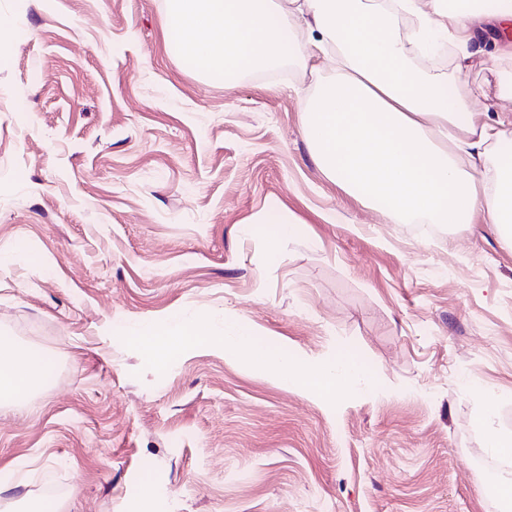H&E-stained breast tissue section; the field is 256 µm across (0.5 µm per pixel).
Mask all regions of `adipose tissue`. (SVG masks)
Wrapping results in <instances>:
<instances>
[{"mask_svg":"<svg viewBox=\"0 0 512 512\" xmlns=\"http://www.w3.org/2000/svg\"><path fill=\"white\" fill-rule=\"evenodd\" d=\"M167 0L166 22L178 35L174 56L199 73L234 86L244 73L276 66L307 35L305 63L326 47L337 53L336 74L309 97L304 132L316 166L347 193L403 224L421 217L431 224L470 223L482 209L501 238L512 241V153H492L505 117L487 122L473 112L481 88L460 74L438 76L411 62L423 36H447L468 55L487 20L512 23V0ZM411 34L401 36L405 18ZM200 325L172 317L165 326L145 322L135 332L145 349L172 355L203 335ZM286 385L327 401L356 380L374 390L353 354L303 368L285 345L238 325L226 345ZM51 356L20 350L0 335V397L32 391L51 375Z\"/></svg>","mask_w":512,"mask_h":512,"instance_id":"1","label":"adipose tissue"}]
</instances>
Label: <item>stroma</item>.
<instances>
[{
	"mask_svg": "<svg viewBox=\"0 0 512 512\" xmlns=\"http://www.w3.org/2000/svg\"><path fill=\"white\" fill-rule=\"evenodd\" d=\"M165 8L0 0V334L57 360L0 402V512H502L477 416L494 395L512 433V244L345 192L304 134L331 62L228 89L169 54ZM502 43L463 74L491 119ZM173 314L207 336L159 362L133 332ZM237 322L378 389L283 385L225 352Z\"/></svg>",
	"mask_w": 512,
	"mask_h": 512,
	"instance_id": "stroma-1",
	"label": "stroma"
}]
</instances>
